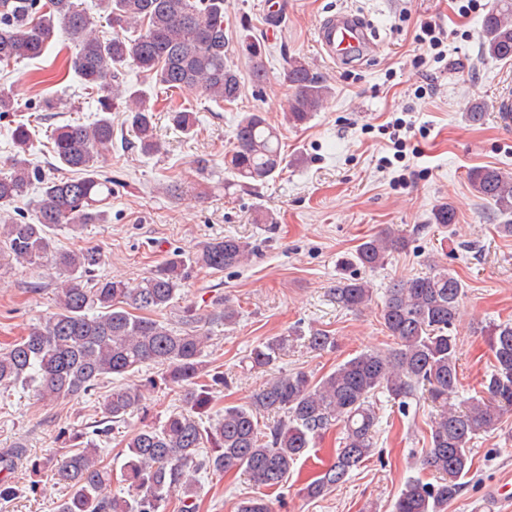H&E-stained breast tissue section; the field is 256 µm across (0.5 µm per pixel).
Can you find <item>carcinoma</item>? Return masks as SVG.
Returning <instances> with one entry per match:
<instances>
[{
  "label": "carcinoma",
  "mask_w": 512,
  "mask_h": 512,
  "mask_svg": "<svg viewBox=\"0 0 512 512\" xmlns=\"http://www.w3.org/2000/svg\"><path fill=\"white\" fill-rule=\"evenodd\" d=\"M98 8L115 30L109 38L98 34V19L78 0H0V66L42 57L53 47L57 32H65L75 46L65 69L85 89L99 94L100 112L88 125L66 122L51 131L55 161L74 172L72 177L42 174L29 160L30 129L22 123L12 130L15 153L9 171L0 173V212L35 187L40 196L30 220L8 217L0 222L5 244L0 269L12 261L37 268L49 265L58 278L52 309L26 336L0 350V389L30 387L40 400L54 403L88 394L109 375L127 378L145 365H157L166 384L188 386L190 392L184 406L165 421L146 425L126 439L125 459L117 472L102 464L92 442L71 455L33 461L34 470L52 465L55 484L68 489L57 512H165L173 495L179 497L180 512H195L197 475L202 471H240L256 486L278 490L307 449L337 426L342 438L334 461L302 488L308 498L323 497L371 454L377 395H387L403 409L420 385L433 405L422 464L438 479L408 481L393 512H445L461 491L459 479L470 471L471 444L480 433L498 428L503 414L512 411V321L484 328L491 371L476 395L462 403L453 400L459 385L453 328L464 294L462 281L453 274L434 268L386 289L380 319L395 349L363 351L318 380L301 370L282 371L268 378L248 404L226 406L223 415L205 424L198 413L209 406L217 388L231 383L229 375L203 364L209 326L236 324L239 310L224 302L202 315L188 306L181 328L140 312L170 307L192 268L220 273L244 266L257 255L255 246L231 235L201 242L192 254L173 255L134 287L95 276V268L105 263L100 251L54 247L57 225L80 233L88 224L108 220L112 180L101 174V163L112 150V112L126 113L141 154L160 149L146 91L119 83L126 68H137L168 90H196L219 104L232 103L240 94L238 70L227 59V0H98ZM482 32L484 56L512 60V0H495L482 20ZM242 48L249 56L251 81L260 88L268 78L265 51L247 37ZM284 81L291 90L284 118L293 126L311 120L332 95L327 79L300 56L289 58ZM17 101L14 86L0 84V115L16 111ZM487 110L486 103L474 102L464 112L465 121L481 125ZM169 118L184 133L196 123L195 113L181 107L170 108ZM286 165L278 129L260 111L244 113L224 154L227 172L249 185L275 178ZM468 180L478 197L500 214H512V176L496 167H477ZM433 221L453 224L456 211L441 204ZM407 245L402 231L386 228L357 246L353 262L373 271ZM333 295L343 308L357 311L372 301L373 288L362 278H344ZM306 340L318 352L337 345L325 330ZM287 346L288 337L271 336L250 349L246 366L267 370ZM101 410L115 425L134 413L147 414L145 385L112 387ZM114 482L126 487L125 495L107 494ZM238 512H272V506L259 495L241 502Z\"/></svg>",
  "instance_id": "carcinoma-1"
}]
</instances>
